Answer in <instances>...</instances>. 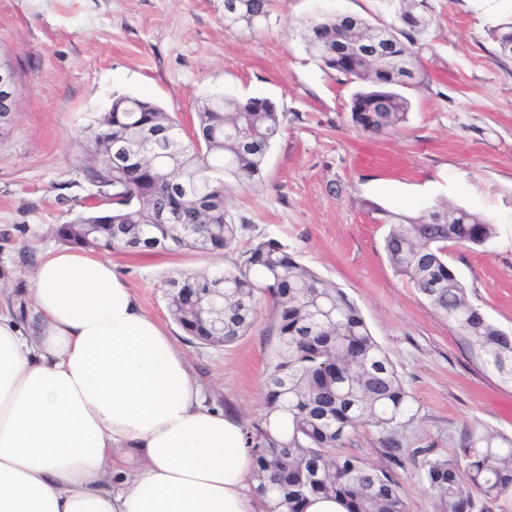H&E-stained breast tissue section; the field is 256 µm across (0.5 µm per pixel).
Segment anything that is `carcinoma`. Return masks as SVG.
Returning a JSON list of instances; mask_svg holds the SVG:
<instances>
[{"instance_id":"obj_1","label":"carcinoma","mask_w":512,"mask_h":512,"mask_svg":"<svg viewBox=\"0 0 512 512\" xmlns=\"http://www.w3.org/2000/svg\"><path fill=\"white\" fill-rule=\"evenodd\" d=\"M272 0H224V27L251 34L269 27ZM402 28L388 27L387 54L407 61V85L424 79L419 51L429 19L424 0H398ZM362 18L309 20L301 38L325 71L356 83L350 114L369 134L389 133L408 120L410 103L397 75L365 59L356 47L376 37ZM499 55L512 56V22L493 33ZM287 113L268 98L211 96L191 131L156 103L126 95L112 100L71 156V166L96 194L112 198L101 214L87 207L57 230L66 245L134 253H227L239 227L226 209L224 183L250 189ZM385 249L395 269L435 314L477 352L486 368L512 384V333L473 304L448 264V244L482 247L497 234L484 215L439 204L415 215L385 211ZM176 324L202 345H228L257 320L262 300L273 306L277 343L265 373V412L247 432L255 491L267 512H305L312 496H332L345 512H407L398 483L385 469L338 457L358 427L389 438L410 408L385 349L345 291L319 276L282 245L268 240L222 269L178 272L163 280ZM456 459L426 461L436 512H492L512 493V438L482 428L465 431Z\"/></svg>"}]
</instances>
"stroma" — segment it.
Returning a JSON list of instances; mask_svg holds the SVG:
<instances>
[{
  "mask_svg": "<svg viewBox=\"0 0 512 512\" xmlns=\"http://www.w3.org/2000/svg\"><path fill=\"white\" fill-rule=\"evenodd\" d=\"M425 11V80L404 91L408 121L368 136L350 120L356 84L322 70L299 32L305 20L337 14L396 24L392 0H274L269 28L255 34L225 29L224 0H0V50L18 76L12 130L0 139V291L27 298L35 264L61 247L55 228L87 205L70 157L113 98L153 100L187 129L209 96L271 99L288 122L260 181L224 191L243 226L237 249L277 241L357 305L411 409L391 434L399 464L368 426L338 453L390 469L408 512H434L427 458L459 455L472 426L512 437V385L395 272L381 218L443 202L488 217L496 237L478 249L449 245L448 262L488 319L512 331V58L492 38L512 21V0H426ZM107 257L182 348L207 404L257 421L277 341L270 307L234 343L201 345L169 316L162 292L167 274L231 256Z\"/></svg>",
  "mask_w": 512,
  "mask_h": 512,
  "instance_id": "35a3bbf8",
  "label": "stroma"
}]
</instances>
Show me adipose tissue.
Masks as SVG:
<instances>
[{
	"instance_id": "1",
	"label": "adipose tissue",
	"mask_w": 512,
	"mask_h": 512,
	"mask_svg": "<svg viewBox=\"0 0 512 512\" xmlns=\"http://www.w3.org/2000/svg\"><path fill=\"white\" fill-rule=\"evenodd\" d=\"M253 467L109 260L49 252L0 302V512H260Z\"/></svg>"
}]
</instances>
